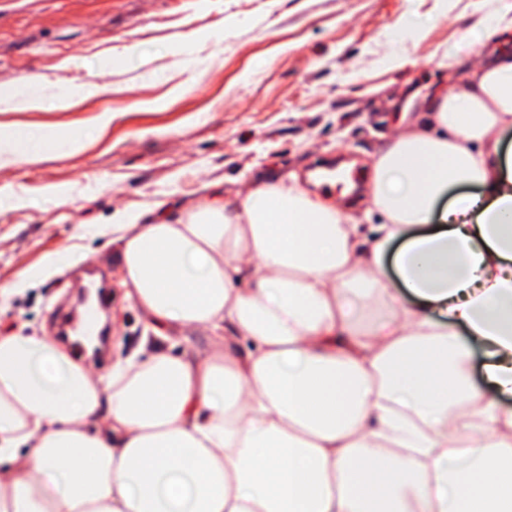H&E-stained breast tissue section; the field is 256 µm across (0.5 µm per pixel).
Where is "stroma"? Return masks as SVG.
I'll return each instance as SVG.
<instances>
[{
	"label": "stroma",
	"mask_w": 512,
	"mask_h": 512,
	"mask_svg": "<svg viewBox=\"0 0 512 512\" xmlns=\"http://www.w3.org/2000/svg\"><path fill=\"white\" fill-rule=\"evenodd\" d=\"M512 0H0V92L28 84L80 93L64 109L0 112L85 147L0 168V286L34 276L0 304V334L55 336L89 269L103 273L111 377L154 333L128 296L117 213L176 216L215 193L309 174L339 157L359 166L423 123L451 85L446 54L478 63L512 53V30L480 27ZM397 63H389V49ZM101 92L85 95L88 84ZM112 113L104 133L93 120ZM44 195H34V188ZM71 263L45 273L49 257Z\"/></svg>",
	"instance_id": "1"
}]
</instances>
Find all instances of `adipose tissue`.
Masks as SVG:
<instances>
[{"instance_id":"ef3b65f1","label":"adipose tissue","mask_w":512,"mask_h":512,"mask_svg":"<svg viewBox=\"0 0 512 512\" xmlns=\"http://www.w3.org/2000/svg\"><path fill=\"white\" fill-rule=\"evenodd\" d=\"M453 65L376 156L370 229L293 176L119 216L135 305L214 345L106 382L0 335V512H512V55Z\"/></svg>"}]
</instances>
